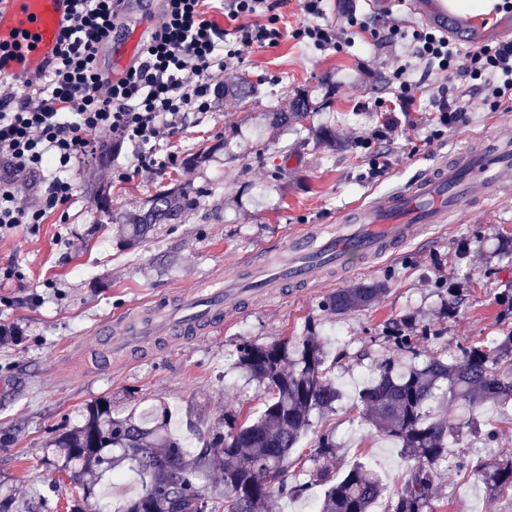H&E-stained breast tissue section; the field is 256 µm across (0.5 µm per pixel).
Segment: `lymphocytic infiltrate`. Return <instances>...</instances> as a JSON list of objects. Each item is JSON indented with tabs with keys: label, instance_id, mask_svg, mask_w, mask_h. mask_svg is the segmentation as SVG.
Returning <instances> with one entry per match:
<instances>
[{
	"label": "lymphocytic infiltrate",
	"instance_id": "1",
	"mask_svg": "<svg viewBox=\"0 0 512 512\" xmlns=\"http://www.w3.org/2000/svg\"><path fill=\"white\" fill-rule=\"evenodd\" d=\"M118 0H72L54 60L37 77L14 85L0 79V236L37 226L70 204L76 161L97 149L106 132L135 150L130 170L175 163L157 150L186 113L212 108V86L245 50L273 48L284 36L274 0H162L160 16L140 53L119 78L100 65L104 39L118 17ZM304 23L293 39L314 48L341 42V27L323 23L324 0H302ZM231 29H224V22ZM382 42L403 47L392 70L393 96L377 100L380 112H409L428 98L433 137L463 121L473 107L512 109V41L463 51L428 26H388ZM461 74L485 91L479 104L447 81ZM47 169L54 176L36 203L20 198L21 179Z\"/></svg>",
	"mask_w": 512,
	"mask_h": 512
}]
</instances>
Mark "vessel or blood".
<instances>
[{"label":"vessel or blood","instance_id":"vessel-or-blood-1","mask_svg":"<svg viewBox=\"0 0 512 512\" xmlns=\"http://www.w3.org/2000/svg\"><path fill=\"white\" fill-rule=\"evenodd\" d=\"M414 13L440 31L477 44V28L448 13V0H412ZM70 0H0V75L19 80L43 71L57 52ZM512 192V139L490 138L442 158L411 182L361 204L344 219L341 233L312 229L288 240L283 277H267L268 259L252 258L241 274L262 280L261 295L274 298L284 285L305 287L327 272L345 273L354 261L377 259L434 224L468 213L477 196ZM250 303L244 292L214 288L204 298L185 297L129 316L125 333L140 346L164 336L194 333L223 324Z\"/></svg>","mask_w":512,"mask_h":512}]
</instances>
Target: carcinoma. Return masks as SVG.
I'll return each instance as SVG.
<instances>
[{
    "instance_id": "cac0c4a2",
    "label": "carcinoma",
    "mask_w": 512,
    "mask_h": 512,
    "mask_svg": "<svg viewBox=\"0 0 512 512\" xmlns=\"http://www.w3.org/2000/svg\"><path fill=\"white\" fill-rule=\"evenodd\" d=\"M311 106L294 99L291 111L265 114L273 127L291 126L297 139L307 142L305 121ZM202 192L173 187L148 201L147 209L127 214L122 230L130 242L146 240L157 224L185 220L199 205ZM382 291L380 283H358L336 290L322 308L338 315L364 310ZM402 322L386 326L385 337L400 356L382 363L378 376L359 392L362 422L394 438L413 461L403 487L390 498L388 512H432L434 479L442 467H467L471 461L448 454V445L471 432L475 414L487 405L512 406V326L498 336L460 348L449 363L434 355L423 365L417 358L416 337L402 333ZM238 365L264 393L261 411L252 416L224 415V432L198 431L201 448L191 453L170 431L171 411L164 402L125 416L114 414L112 399L87 405L82 421L55 435L46 447L57 448L69 477L79 480L106 465L117 472L128 466L142 482V491L127 500L123 512H265L268 500L298 498L314 487L323 496L318 512H372L385 496L381 477L368 465L354 463L343 474L333 467L339 444L332 428L319 431L314 448L301 467L303 482L288 481V459L314 419L335 410L340 391L332 376L333 364L316 325L308 321L305 334L271 345L245 343ZM448 397L468 417L445 425L426 414L430 403ZM223 474L224 487L205 484L208 474ZM490 497L512 491V459L476 460Z\"/></svg>"
}]
</instances>
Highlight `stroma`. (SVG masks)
<instances>
[{
  "label": "stroma",
  "instance_id": "obj_1",
  "mask_svg": "<svg viewBox=\"0 0 512 512\" xmlns=\"http://www.w3.org/2000/svg\"><path fill=\"white\" fill-rule=\"evenodd\" d=\"M325 11V22L335 25L344 24L349 11L380 30L390 21L421 23L398 0H327ZM395 52L359 38L320 51L286 36L278 47L247 53L219 83L246 79L256 95L243 101L220 96L212 111L186 115L170 146L175 164L115 178L113 167L126 164L133 147L114 146L111 136L101 135L105 147L118 152L104 162L85 158L71 171L75 192L64 215L37 230L22 226L0 237V267L15 266L25 283L21 289L12 282L0 286V297L14 300L0 305V322L14 321L24 330L21 342L0 344V496L12 497L22 512H102L99 492L108 488L113 506H120L139 492L137 479L115 484L102 476L98 494L83 497L55 463L47 440L106 396L120 411L164 401L183 438L190 435L186 413L195 406H203L216 426L225 413L257 411L261 389L238 368V348L301 335L310 320L318 322L336 357L338 380L397 357L394 344L382 337L394 318H407L423 360L437 352L455 357L459 346L496 334L505 318L497 298L512 284V258L498 249L502 238L512 237V197L432 226L344 276L331 273L316 285L288 288L281 298L253 301L220 328L100 361L106 335H120L119 322L131 311L205 292L213 278L233 277L245 258L263 253L278 259L289 232L305 225L336 228L341 211L413 180L448 153L483 137H512V111L470 112L439 139L431 136V113L374 111L375 100L392 96L387 75ZM303 90L312 103V128L335 131V147L313 137L301 146L285 128L267 126L269 108L289 110ZM361 139L389 154L391 166L382 176L369 178ZM210 145L216 152L209 162L186 165V158ZM177 184L202 191L200 209L183 223L157 225L149 241L124 247L117 232L123 215L143 210L147 200ZM102 190L112 198L108 215L94 203ZM360 280L386 285L370 308L344 315L322 309L329 294ZM32 292L42 295V303L27 301ZM449 300L456 305L452 315L444 308ZM336 328L342 341L331 336ZM427 328L439 331V338H423ZM356 397V390H343L335 411L316 419L296 453L309 454L315 431L336 428L337 469L367 463L381 475L387 496H394L409 461L396 441L362 425ZM434 492V512H512V493L489 498L474 471L438 470Z\"/></svg>",
  "mask_w": 512,
  "mask_h": 512
}]
</instances>
